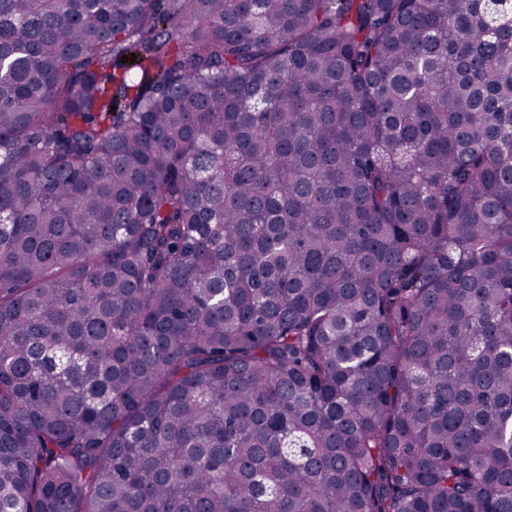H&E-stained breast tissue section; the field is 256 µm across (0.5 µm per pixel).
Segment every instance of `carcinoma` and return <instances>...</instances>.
<instances>
[{
  "mask_svg": "<svg viewBox=\"0 0 512 512\" xmlns=\"http://www.w3.org/2000/svg\"><path fill=\"white\" fill-rule=\"evenodd\" d=\"M0 512H512V0H0Z\"/></svg>",
  "mask_w": 512,
  "mask_h": 512,
  "instance_id": "obj_1",
  "label": "carcinoma"
}]
</instances>
